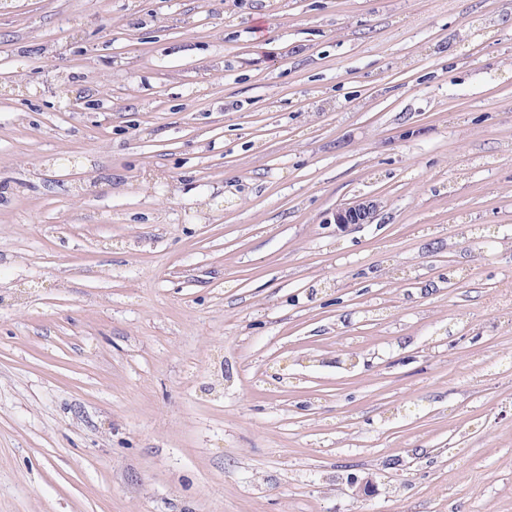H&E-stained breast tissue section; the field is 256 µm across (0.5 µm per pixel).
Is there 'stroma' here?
<instances>
[{"mask_svg": "<svg viewBox=\"0 0 512 512\" xmlns=\"http://www.w3.org/2000/svg\"><path fill=\"white\" fill-rule=\"evenodd\" d=\"M0 512H512V0H5ZM381 205L375 199L355 201L351 205L338 207L329 217L330 224L348 229L358 224H370L374 221Z\"/></svg>", "mask_w": 512, "mask_h": 512, "instance_id": "1", "label": "stroma"}]
</instances>
